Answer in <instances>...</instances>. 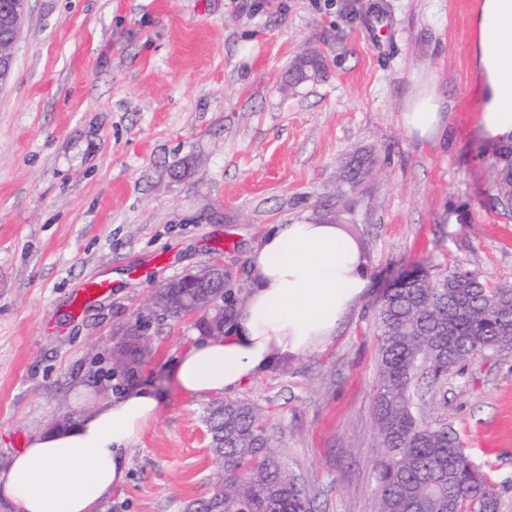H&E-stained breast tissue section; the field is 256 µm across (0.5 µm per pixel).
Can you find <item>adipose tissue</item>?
I'll return each instance as SVG.
<instances>
[{
    "label": "adipose tissue",
    "mask_w": 512,
    "mask_h": 512,
    "mask_svg": "<svg viewBox=\"0 0 512 512\" xmlns=\"http://www.w3.org/2000/svg\"><path fill=\"white\" fill-rule=\"evenodd\" d=\"M475 23L485 102L476 132L490 143L512 140V0H484ZM250 291L222 336H198L174 363V380L197 398L233 394L288 356L330 344L369 293L359 250L330 224H275L249 254ZM160 408L137 386L96 403L91 414L33 435L0 471V499L13 512H100L125 480L123 452Z\"/></svg>",
    "instance_id": "obj_1"
}]
</instances>
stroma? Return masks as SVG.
I'll return each instance as SVG.
<instances>
[{
	"label": "stroma",
	"instance_id": "35a3bbf8",
	"mask_svg": "<svg viewBox=\"0 0 512 512\" xmlns=\"http://www.w3.org/2000/svg\"><path fill=\"white\" fill-rule=\"evenodd\" d=\"M482 0H27L0 85V469L31 436L152 385L161 410L102 512H184L224 479L207 400L176 389L193 318L151 324L135 378L112 350L160 283L211 254L248 282L273 224L318 222L358 246L372 284L326 348L289 358L255 405L316 512H374L380 299L400 274L473 270L512 284V212L496 199L475 12ZM318 80L285 81L296 56ZM433 93L427 139L402 115ZM105 295L73 307L85 281ZM512 512V350L450 372L422 407Z\"/></svg>",
	"mask_w": 512,
	"mask_h": 512
}]
</instances>
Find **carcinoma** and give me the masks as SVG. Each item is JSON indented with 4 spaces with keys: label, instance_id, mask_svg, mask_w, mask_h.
<instances>
[{
    "label": "carcinoma",
    "instance_id": "obj_1",
    "mask_svg": "<svg viewBox=\"0 0 512 512\" xmlns=\"http://www.w3.org/2000/svg\"><path fill=\"white\" fill-rule=\"evenodd\" d=\"M499 199L512 203V145L496 151ZM231 275L205 292L224 302L223 317L199 321L218 335L247 295L227 289ZM375 417L382 454L376 462L375 512H498L496 485L446 427L415 412L423 389L440 391L448 376L477 352L512 349V286L490 289L474 270L424 271L386 292L377 315ZM150 353L149 340L112 355L133 377ZM224 482L203 503L213 512H314L312 499L281 465L267 426L252 404L226 400L204 416Z\"/></svg>",
    "mask_w": 512,
    "mask_h": 512
}]
</instances>
